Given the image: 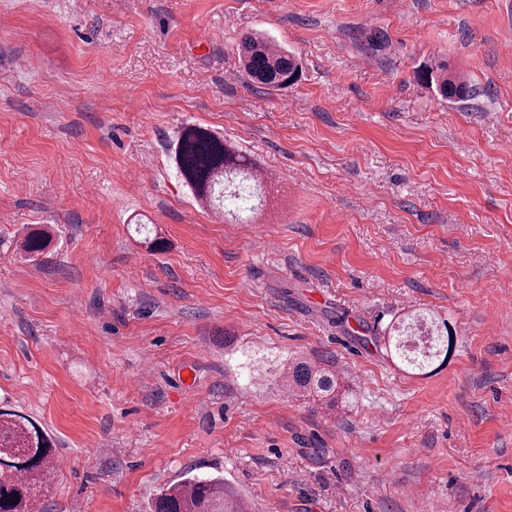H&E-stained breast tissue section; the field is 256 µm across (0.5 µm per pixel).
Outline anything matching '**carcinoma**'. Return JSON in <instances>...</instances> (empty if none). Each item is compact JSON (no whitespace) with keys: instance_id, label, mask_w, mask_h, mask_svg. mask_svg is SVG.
<instances>
[{"instance_id":"cac0c4a2","label":"carcinoma","mask_w":512,"mask_h":512,"mask_svg":"<svg viewBox=\"0 0 512 512\" xmlns=\"http://www.w3.org/2000/svg\"><path fill=\"white\" fill-rule=\"evenodd\" d=\"M241 61L245 72L267 89H282L294 83L300 73L293 55L260 36L242 39ZM417 78L435 88L448 100L463 101L470 96L467 82L448 74L442 63H425ZM177 175L193 191L197 202L224 213L234 221L261 206L262 187L250 160L230 148L224 138L200 125L184 126L174 147ZM50 235L43 229L30 230L21 243L30 257L44 253ZM421 324L414 320L391 328L388 345L403 364L424 371L428 361H416L404 353L402 337ZM420 338H434L442 346L439 354L449 356L454 338L450 332L420 331ZM294 394L310 392L319 396L325 408L336 407L338 382L335 374L306 360L287 366L284 372ZM56 472V450L52 437L29 416L0 408V512H37L40 491ZM247 503L224 489L221 476L191 475L163 489L152 501L151 512H246Z\"/></svg>"}]
</instances>
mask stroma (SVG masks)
I'll list each match as a JSON object with an SVG mask.
<instances>
[{
	"mask_svg": "<svg viewBox=\"0 0 512 512\" xmlns=\"http://www.w3.org/2000/svg\"><path fill=\"white\" fill-rule=\"evenodd\" d=\"M256 31L294 85L242 71ZM186 123L260 168L249 223L177 176ZM418 312L456 338L428 375L378 341ZM297 359L335 411L276 381ZM0 406L65 461L40 512L189 472L249 512H512V0H0ZM417 78L431 87L441 97L463 101L470 96V87L457 75H448V67L442 63L422 64L416 71ZM50 242V235L44 229H32L24 237L21 248L28 257H35L43 254ZM284 376L292 393H314L322 400L325 408L336 407L338 382L335 374L329 369L321 368L306 360H298L287 366Z\"/></svg>",
	"mask_w": 512,
	"mask_h": 512,
	"instance_id": "obj_1",
	"label": "stroma"
}]
</instances>
